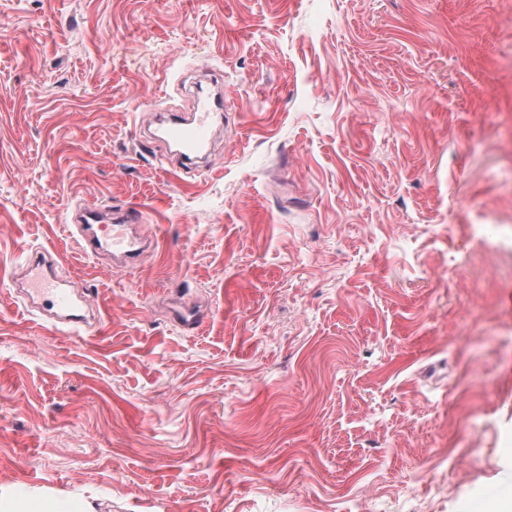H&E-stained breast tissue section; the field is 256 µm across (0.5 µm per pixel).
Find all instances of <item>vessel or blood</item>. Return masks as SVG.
Here are the masks:
<instances>
[{
  "mask_svg": "<svg viewBox=\"0 0 512 512\" xmlns=\"http://www.w3.org/2000/svg\"><path fill=\"white\" fill-rule=\"evenodd\" d=\"M221 98L197 101L194 112L189 115L168 114L165 124L168 137L178 147V156L185 165L199 163L213 137V120L222 111ZM143 214L130 206L105 215L97 207H85L74 216L80 235L81 248L89 257L112 253L126 262L133 261L141 252L142 244L132 230L142 221ZM27 270L36 272L37 279L24 289L23 295L29 304L38 310L53 313L57 325L68 333L79 334L88 320L67 290L64 280L48 268L38 252L28 253L24 259Z\"/></svg>",
  "mask_w": 512,
  "mask_h": 512,
  "instance_id": "b4317fda",
  "label": "vessel or blood"
}]
</instances>
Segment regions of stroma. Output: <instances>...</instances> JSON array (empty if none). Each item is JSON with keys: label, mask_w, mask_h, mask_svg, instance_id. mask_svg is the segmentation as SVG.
<instances>
[{"label": "stroma", "mask_w": 512, "mask_h": 512, "mask_svg": "<svg viewBox=\"0 0 512 512\" xmlns=\"http://www.w3.org/2000/svg\"><path fill=\"white\" fill-rule=\"evenodd\" d=\"M203 71L189 174L140 131ZM77 202L149 248L85 258ZM34 250L98 326L27 311ZM510 480L512 0H0V492L512 512Z\"/></svg>", "instance_id": "stroma-1"}]
</instances>
